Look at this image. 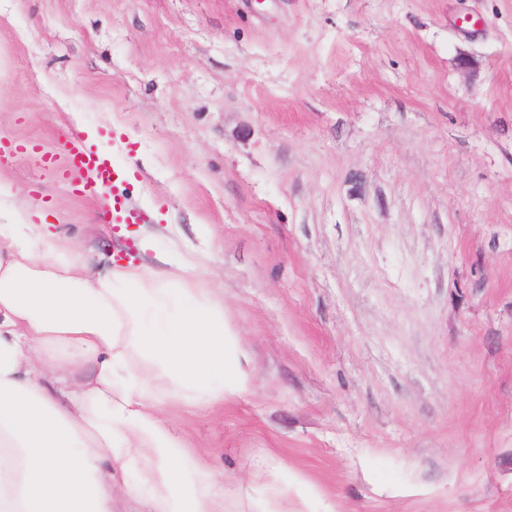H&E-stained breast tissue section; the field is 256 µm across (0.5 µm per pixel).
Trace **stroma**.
<instances>
[{"instance_id": "35a3bbf8", "label": "stroma", "mask_w": 512, "mask_h": 512, "mask_svg": "<svg viewBox=\"0 0 512 512\" xmlns=\"http://www.w3.org/2000/svg\"><path fill=\"white\" fill-rule=\"evenodd\" d=\"M100 132L142 223L29 157L0 208L200 261L253 385L165 411L224 512H512V0H0V135Z\"/></svg>"}]
</instances>
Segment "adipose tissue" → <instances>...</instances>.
<instances>
[{"label": "adipose tissue", "mask_w": 512, "mask_h": 512, "mask_svg": "<svg viewBox=\"0 0 512 512\" xmlns=\"http://www.w3.org/2000/svg\"><path fill=\"white\" fill-rule=\"evenodd\" d=\"M198 268L96 270L27 212L0 224V512H112L117 470L150 512H224L223 475L159 409L253 383Z\"/></svg>", "instance_id": "adipose-tissue-1"}]
</instances>
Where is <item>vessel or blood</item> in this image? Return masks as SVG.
<instances>
[{
    "mask_svg": "<svg viewBox=\"0 0 512 512\" xmlns=\"http://www.w3.org/2000/svg\"><path fill=\"white\" fill-rule=\"evenodd\" d=\"M39 163L44 168L57 171L63 181L70 183L76 195L109 198V223L135 224L141 221V212L116 193L115 187L123 172L115 164L112 152L101 143L87 139L69 142L63 145L60 155L40 154Z\"/></svg>",
    "mask_w": 512,
    "mask_h": 512,
    "instance_id": "1",
    "label": "vessel or blood"
}]
</instances>
